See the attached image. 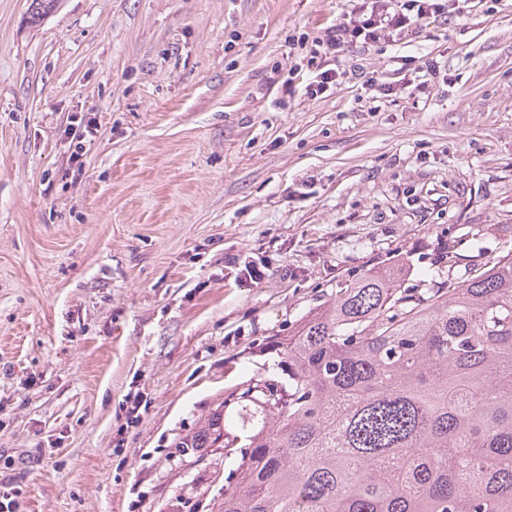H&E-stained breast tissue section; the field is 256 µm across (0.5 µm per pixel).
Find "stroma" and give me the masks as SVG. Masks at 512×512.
Segmentation results:
<instances>
[{"label":"stroma","mask_w":512,"mask_h":512,"mask_svg":"<svg viewBox=\"0 0 512 512\" xmlns=\"http://www.w3.org/2000/svg\"><path fill=\"white\" fill-rule=\"evenodd\" d=\"M28 6L0 0L18 512H211L234 464L185 442L272 369L274 337L368 269L430 288L512 251V0L349 48L318 96L291 40L352 0H60L36 25Z\"/></svg>","instance_id":"obj_1"}]
</instances>
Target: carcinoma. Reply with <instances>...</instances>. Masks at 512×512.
Wrapping results in <instances>:
<instances>
[{
  "label": "carcinoma",
  "instance_id": "1",
  "mask_svg": "<svg viewBox=\"0 0 512 512\" xmlns=\"http://www.w3.org/2000/svg\"><path fill=\"white\" fill-rule=\"evenodd\" d=\"M276 349L288 382L249 379L182 443L238 457L216 512H512V253L418 294L370 269Z\"/></svg>",
  "mask_w": 512,
  "mask_h": 512
}]
</instances>
